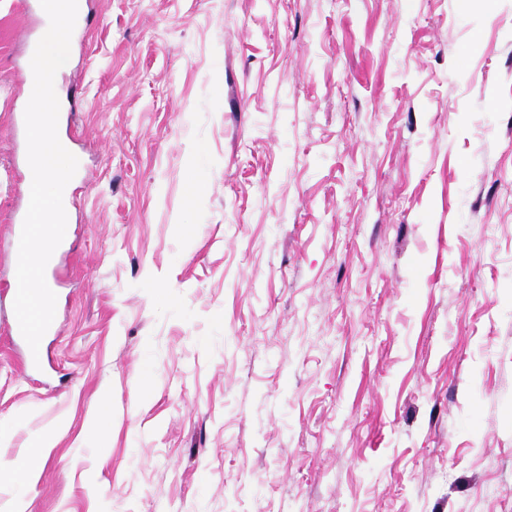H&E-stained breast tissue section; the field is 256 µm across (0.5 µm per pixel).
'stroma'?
<instances>
[{
    "instance_id": "35a3bbf8",
    "label": "stroma",
    "mask_w": 512,
    "mask_h": 512,
    "mask_svg": "<svg viewBox=\"0 0 512 512\" xmlns=\"http://www.w3.org/2000/svg\"><path fill=\"white\" fill-rule=\"evenodd\" d=\"M44 33L0 0V238ZM60 75L36 369L0 251V461L53 446L0 503L512 512V0H89Z\"/></svg>"
}]
</instances>
